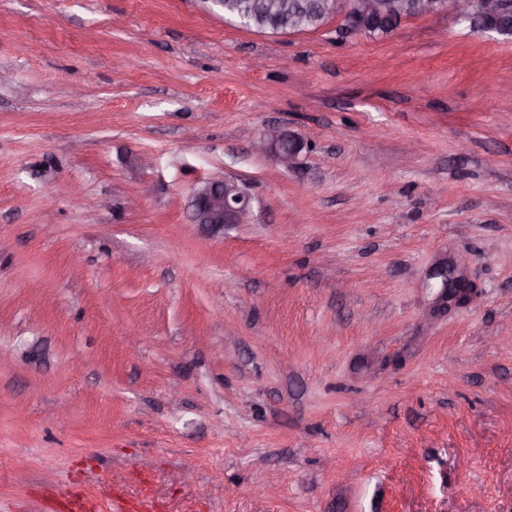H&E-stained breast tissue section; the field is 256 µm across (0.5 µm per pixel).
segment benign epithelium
<instances>
[{
  "mask_svg": "<svg viewBox=\"0 0 512 512\" xmlns=\"http://www.w3.org/2000/svg\"><path fill=\"white\" fill-rule=\"evenodd\" d=\"M448 9L455 18L469 24L476 32L499 38L512 29V0H451ZM438 0H352L343 14L342 30L347 33L364 27V21L384 25L383 35H391L401 22L412 16L441 14ZM259 149L274 162L289 168L296 164L304 143L279 126H269L257 136ZM193 223L222 228L241 224L250 212L252 196L246 187L233 180L207 181L192 193ZM442 278L439 301L448 303L453 296L459 303L472 300L469 288L448 289V271L440 270Z\"/></svg>",
  "mask_w": 512,
  "mask_h": 512,
  "instance_id": "benign-epithelium-1",
  "label": "benign epithelium"
}]
</instances>
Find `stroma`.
Here are the masks:
<instances>
[{
    "label": "stroma",
    "mask_w": 512,
    "mask_h": 512,
    "mask_svg": "<svg viewBox=\"0 0 512 512\" xmlns=\"http://www.w3.org/2000/svg\"><path fill=\"white\" fill-rule=\"evenodd\" d=\"M341 23L0 0V512H512V42ZM259 149L274 162L289 168L293 167L305 145L297 137L279 126H268L257 136ZM193 223L215 228L241 224L250 212L252 196L233 180L207 181L192 193Z\"/></svg>",
    "instance_id": "35a3bbf8"
}]
</instances>
